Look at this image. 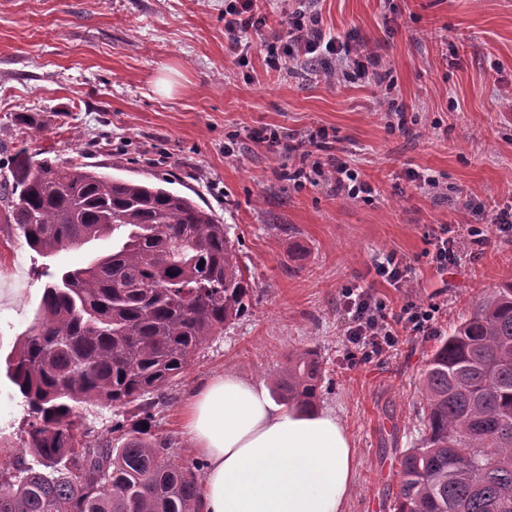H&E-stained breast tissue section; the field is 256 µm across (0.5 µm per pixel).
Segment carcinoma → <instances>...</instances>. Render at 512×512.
<instances>
[{
  "instance_id": "1",
  "label": "carcinoma",
  "mask_w": 512,
  "mask_h": 512,
  "mask_svg": "<svg viewBox=\"0 0 512 512\" xmlns=\"http://www.w3.org/2000/svg\"><path fill=\"white\" fill-rule=\"evenodd\" d=\"M10 174L0 223L31 251L50 259L110 236L112 252L79 268L43 266L49 281L10 364L28 429L0 467V512H197L201 463H179L172 439L152 428L175 378L249 306V269L227 225L155 181L24 148ZM323 374L314 350L292 353L271 392L313 411ZM423 401L394 512H512L511 277L439 341ZM90 403L134 406L140 420L126 431L115 423L114 442L81 420Z\"/></svg>"
}]
</instances>
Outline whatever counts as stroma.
I'll list each match as a JSON object with an SVG mask.
<instances>
[{"mask_svg":"<svg viewBox=\"0 0 512 512\" xmlns=\"http://www.w3.org/2000/svg\"><path fill=\"white\" fill-rule=\"evenodd\" d=\"M324 30L362 45L383 82L320 73H267L266 43L287 38L278 14L248 32L246 59L224 37V0H0V175L19 149L153 172L197 197L229 227L254 278L247 311L206 342L170 388L153 432L197 460L183 431L189 392L228 372L271 384L290 353L324 364L318 407L348 429L357 472L347 512H393L398 458L422 435L421 380L440 337L512 276V233L496 210L512 207V0H319ZM173 81L170 94L159 78ZM404 107L389 129L387 104ZM271 127L329 134L324 155L346 159L378 190L348 200L322 182L295 190L299 154L252 139ZM234 152L225 155V143ZM433 175L420 188L410 172ZM479 227L483 244L467 242ZM464 239L461 268L439 273L433 237ZM410 262L412 292L385 283L374 260ZM42 260L0 223V457L27 428L7 361L32 325ZM371 287L392 309L405 300L441 307L433 336L353 364L341 342L342 288Z\"/></svg>","mask_w":512,"mask_h":512,"instance_id":"35a3bbf8","label":"stroma"}]
</instances>
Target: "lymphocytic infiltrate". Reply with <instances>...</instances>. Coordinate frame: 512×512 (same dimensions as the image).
<instances>
[{
    "instance_id": "1",
    "label": "lymphocytic infiltrate",
    "mask_w": 512,
    "mask_h": 512,
    "mask_svg": "<svg viewBox=\"0 0 512 512\" xmlns=\"http://www.w3.org/2000/svg\"><path fill=\"white\" fill-rule=\"evenodd\" d=\"M317 0H279L277 5L288 25V42L266 45L265 65L268 73L285 70L312 69L314 62H321L330 75L349 79L368 80L372 74L366 62L367 52L362 46L341 40L320 26L316 9ZM267 24V13L262 0H229L224 7V35L232 50H239L242 37ZM256 142L280 146L288 152L300 153L305 166L299 167L288 178L295 189L318 185L320 181H333L337 192L350 200L371 194L370 183L362 181L358 172L339 158L328 161L312 159V148L320 147L326 138L324 130H316L302 137H294L276 129H263L255 133ZM434 304L406 302L399 311L388 309L373 289L346 288L341 292L340 314L345 348L362 351L365 360L394 350L399 335L408 332L430 336L435 332Z\"/></svg>"
}]
</instances>
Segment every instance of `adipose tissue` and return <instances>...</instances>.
I'll return each mask as SVG.
<instances>
[{
    "instance_id": "ef3b65f1",
    "label": "adipose tissue",
    "mask_w": 512,
    "mask_h": 512,
    "mask_svg": "<svg viewBox=\"0 0 512 512\" xmlns=\"http://www.w3.org/2000/svg\"><path fill=\"white\" fill-rule=\"evenodd\" d=\"M184 430L205 463L198 512H344L356 458L336 413L275 406L227 373L190 392Z\"/></svg>"
}]
</instances>
